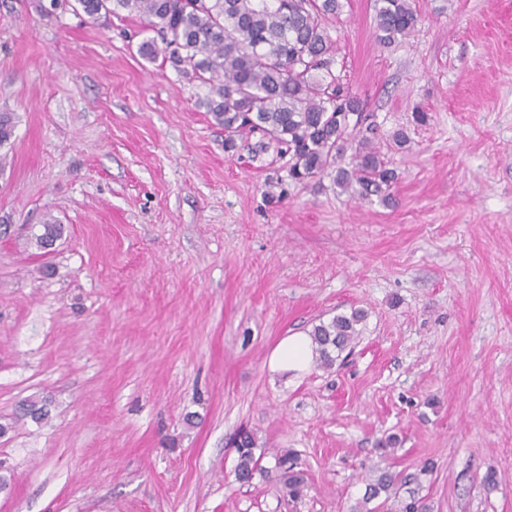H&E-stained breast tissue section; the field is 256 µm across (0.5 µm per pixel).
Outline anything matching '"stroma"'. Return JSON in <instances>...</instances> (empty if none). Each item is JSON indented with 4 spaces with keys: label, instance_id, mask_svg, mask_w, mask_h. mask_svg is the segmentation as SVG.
Returning <instances> with one entry per match:
<instances>
[{
    "label": "stroma",
    "instance_id": "35a3bbf8",
    "mask_svg": "<svg viewBox=\"0 0 512 512\" xmlns=\"http://www.w3.org/2000/svg\"><path fill=\"white\" fill-rule=\"evenodd\" d=\"M375 4L329 28L392 203L325 175L271 205L287 165L227 152L207 87L139 54L142 20L0 0V512H512V0H414L388 47ZM354 309L332 367L271 371L282 338ZM37 397L48 419H18ZM383 470L396 490L369 498ZM238 438L241 440L239 446L238 439L235 443L233 441V448L238 446L236 448L238 460L235 466V476L240 483L245 484L251 482L255 474L261 471L259 466L260 456L256 457L255 455V439L249 431H241ZM275 467L280 471L281 480L292 498L299 497L304 487V475L299 470H294L292 456L288 451L275 454Z\"/></svg>",
    "mask_w": 512,
    "mask_h": 512
}]
</instances>
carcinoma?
<instances>
[{"label":"carcinoma","mask_w":512,"mask_h":512,"mask_svg":"<svg viewBox=\"0 0 512 512\" xmlns=\"http://www.w3.org/2000/svg\"><path fill=\"white\" fill-rule=\"evenodd\" d=\"M83 13L96 21L139 16L155 39L139 46L142 57L158 53L171 67L209 87L200 106L224 128V147L273 149L286 160L288 179L303 184L334 174L336 185L351 197L369 201L391 199L397 176L387 166L374 140V115L364 112L333 71L337 44L328 22L339 17L342 0H76ZM375 35L389 46L418 22L412 0H377ZM14 117L0 113V147L14 135ZM61 225L46 219L36 235L46 248L62 234ZM364 312L353 310L313 326L310 336L320 365H333V351H342L360 335ZM49 415L45 400L22 405L19 417L41 422ZM236 448V479L249 483L261 470L255 439L243 430ZM275 467L288 495L302 494L304 475L294 469L289 452L275 454ZM397 475L381 472L370 496L388 493Z\"/></svg>","instance_id":"1"}]
</instances>
